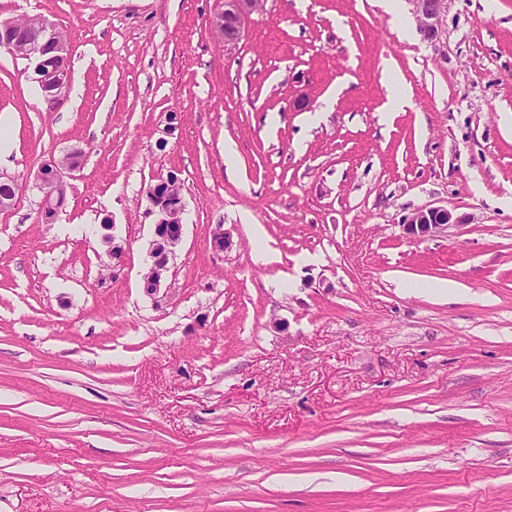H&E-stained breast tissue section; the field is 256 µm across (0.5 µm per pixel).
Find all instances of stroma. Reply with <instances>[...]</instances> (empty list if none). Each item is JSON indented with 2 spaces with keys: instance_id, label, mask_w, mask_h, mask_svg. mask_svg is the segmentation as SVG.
Returning a JSON list of instances; mask_svg holds the SVG:
<instances>
[{
  "instance_id": "1",
  "label": "stroma",
  "mask_w": 512,
  "mask_h": 512,
  "mask_svg": "<svg viewBox=\"0 0 512 512\" xmlns=\"http://www.w3.org/2000/svg\"><path fill=\"white\" fill-rule=\"evenodd\" d=\"M223 9L0 0L71 72L51 107L0 53V512H512V0H448L435 46L409 0H265L230 45ZM74 149L45 219L28 177ZM428 205L460 223L410 235ZM145 195L157 220L150 250L151 263L143 274L142 283L145 292L154 295L165 285L170 257L182 240L186 211L183 182L177 175L167 174L150 184Z\"/></svg>"
}]
</instances>
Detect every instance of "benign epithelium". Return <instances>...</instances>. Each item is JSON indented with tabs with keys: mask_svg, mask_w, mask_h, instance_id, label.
<instances>
[{
	"mask_svg": "<svg viewBox=\"0 0 512 512\" xmlns=\"http://www.w3.org/2000/svg\"><path fill=\"white\" fill-rule=\"evenodd\" d=\"M418 22V30L423 40L433 44L442 32V0H409ZM263 0H224V11L216 14L211 25L224 37V42L233 43L241 37L245 16L262 8ZM35 28L48 33L42 43L32 45L28 58L35 62L43 92L54 102L62 99L69 87L68 70L47 64L45 55L49 52L58 57L67 56V44L57 37L54 27L40 19ZM75 154H68L61 160L41 167L34 175L35 186L42 194L44 215L55 213L65 202L66 188L64 174L74 169ZM145 195L156 214L154 239L150 250L151 263L143 274L142 283L146 293L154 295L165 285L169 272V260L174 254L183 235L185 197L183 182L170 173L149 185ZM464 219L455 218L451 211L437 206L421 207L404 218L403 224L413 235L427 236L437 233L449 224H462Z\"/></svg>",
	"mask_w": 512,
	"mask_h": 512,
	"instance_id": "obj_1",
	"label": "benign epithelium"
}]
</instances>
